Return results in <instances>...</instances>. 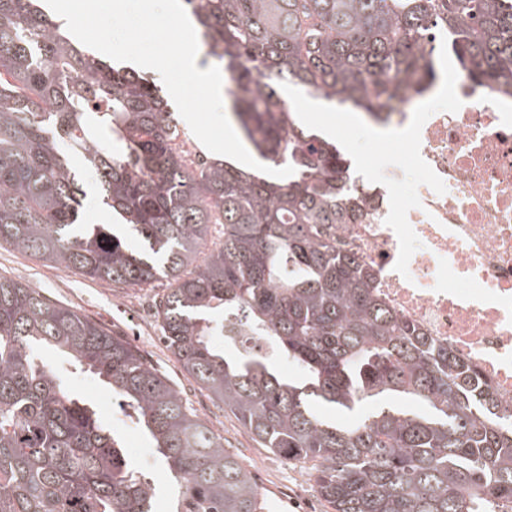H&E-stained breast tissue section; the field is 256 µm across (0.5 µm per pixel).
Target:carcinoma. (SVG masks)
I'll return each instance as SVG.
<instances>
[{"mask_svg": "<svg viewBox=\"0 0 512 512\" xmlns=\"http://www.w3.org/2000/svg\"><path fill=\"white\" fill-rule=\"evenodd\" d=\"M185 3L231 79L243 139L294 173L192 162L147 77L86 51L35 0H0V242L116 286L168 280L157 316L176 360L262 447L308 469L333 512H512V422L473 368L398 320L369 270L336 250L329 226L358 208L348 159L283 96L300 86L377 117L403 82L435 77L420 47L439 34L458 73L512 90V0ZM71 153L118 224L79 223ZM226 333L271 345L304 379L226 353L213 340ZM48 354L134 408L176 482L172 512H261L239 455L136 345L3 278L0 512H154V486Z\"/></svg>", "mask_w": 512, "mask_h": 512, "instance_id": "carcinoma-1", "label": "carcinoma"}]
</instances>
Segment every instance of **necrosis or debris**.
<instances>
[{
  "instance_id": "1",
  "label": "necrosis or debris",
  "mask_w": 512,
  "mask_h": 512,
  "mask_svg": "<svg viewBox=\"0 0 512 512\" xmlns=\"http://www.w3.org/2000/svg\"><path fill=\"white\" fill-rule=\"evenodd\" d=\"M388 126L405 147L355 183L336 248L400 319L475 367L512 413V94L457 76L404 85Z\"/></svg>"
}]
</instances>
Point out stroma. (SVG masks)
Wrapping results in <instances>:
<instances>
[{
	"instance_id": "stroma-1",
	"label": "stroma",
	"mask_w": 512,
	"mask_h": 512,
	"mask_svg": "<svg viewBox=\"0 0 512 512\" xmlns=\"http://www.w3.org/2000/svg\"><path fill=\"white\" fill-rule=\"evenodd\" d=\"M287 100L298 115L315 112V131L330 129L352 163L381 165L388 155L378 149L374 130L365 128L358 112L309 97L302 89L289 87ZM0 277L31 285L51 302L73 307L88 318L128 337L141 354L169 381L199 417L224 438V446L238 452L251 470L263 500V512H332L309 483L304 469L286 461L254 441L223 404L211 400L183 370L162 338L156 315L159 295L167 287L160 280L149 287L115 286L89 279L22 254L8 244L0 245ZM64 383L82 403L96 411L115 431L132 468L144 470L155 488V512H169L174 485L163 461L148 437L131 417V410L94 375L72 370Z\"/></svg>"
}]
</instances>
